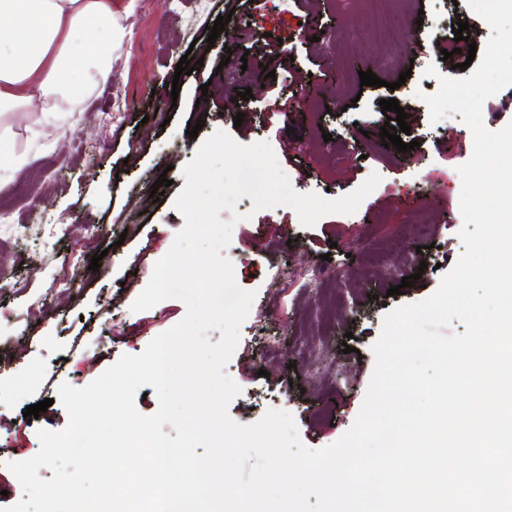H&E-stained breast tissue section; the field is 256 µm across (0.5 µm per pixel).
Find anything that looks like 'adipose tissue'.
<instances>
[{
  "label": "adipose tissue",
  "instance_id": "adipose-tissue-1",
  "mask_svg": "<svg viewBox=\"0 0 512 512\" xmlns=\"http://www.w3.org/2000/svg\"><path fill=\"white\" fill-rule=\"evenodd\" d=\"M125 36L112 0H0V117L36 107L57 125L81 111Z\"/></svg>",
  "mask_w": 512,
  "mask_h": 512
}]
</instances>
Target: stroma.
Masks as SVG:
<instances>
[{"label":"stroma","instance_id":"stroma-1","mask_svg":"<svg viewBox=\"0 0 512 512\" xmlns=\"http://www.w3.org/2000/svg\"><path fill=\"white\" fill-rule=\"evenodd\" d=\"M126 7L127 0L113 6L126 38L112 51L111 78L83 111L60 127L43 124L37 112L8 120L27 163L0 193V210L14 221L0 226V507L23 497L9 463L39 451V430L68 425L60 384L87 385L184 317L178 299L139 312L131 305L184 226L173 207L182 169L216 131L243 145L268 142L301 194L336 199L380 177L355 213L329 214L309 228L290 206L257 211L251 198L238 202L243 218L234 221L226 254L240 287L256 298L228 363L241 388L228 405L235 422H256L277 404L307 447L338 440L363 401L384 316L433 294L464 250L458 168L472 154V132L458 113L431 122L423 97L448 73L441 45L466 46L453 33L457 22L467 20L478 48L491 36L467 0H414L419 22L395 14L393 24L413 29L419 44L410 57L387 55L361 0H264L255 10L245 0ZM224 15L229 23L208 43L209 26ZM244 17L251 24L242 29ZM272 29L282 44L270 54ZM188 52L203 65L174 84ZM247 53L263 58L275 78L243 70ZM224 59L238 69L236 79L219 70ZM431 66L436 75H427ZM368 69L383 87L361 86ZM306 86L313 99L303 119L269 107L270 90L298 98ZM247 89L252 99L240 100ZM391 97L409 115L419 157L382 144L387 116L379 102ZM237 115L242 123H234ZM192 129L197 137H189ZM161 176L171 184L156 199L150 192ZM100 249V267L90 271ZM289 266L296 273L284 288ZM315 268L324 277L312 278ZM407 275L414 281L405 288ZM397 285L401 294L389 295ZM285 350L295 363L282 358ZM47 398L53 404L38 419L24 417Z\"/></svg>","mask_w":512,"mask_h":512}]
</instances>
